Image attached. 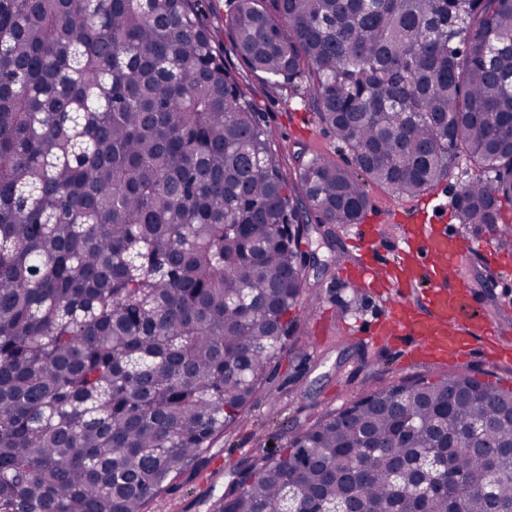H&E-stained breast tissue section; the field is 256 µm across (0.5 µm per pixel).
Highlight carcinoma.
Here are the masks:
<instances>
[{"mask_svg":"<svg viewBox=\"0 0 512 512\" xmlns=\"http://www.w3.org/2000/svg\"><path fill=\"white\" fill-rule=\"evenodd\" d=\"M241 61L354 167L286 173L195 0H0V512H148L297 342L315 227L463 159L512 242V0H235ZM512 512V390L389 383L213 512Z\"/></svg>","mask_w":512,"mask_h":512,"instance_id":"carcinoma-1","label":"carcinoma"}]
</instances>
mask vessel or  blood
Here are the masks:
<instances>
[{
    "instance_id": "1",
    "label": "vessel or blood",
    "mask_w": 512,
    "mask_h": 512,
    "mask_svg": "<svg viewBox=\"0 0 512 512\" xmlns=\"http://www.w3.org/2000/svg\"><path fill=\"white\" fill-rule=\"evenodd\" d=\"M399 239L398 258L387 276L392 287L414 289L416 299L396 302L386 320L369 328V335L412 338L426 344L428 355L455 364L461 363L472 341L498 344L499 326L477 312L473 295L456 280L465 252L447 225L404 224ZM370 243L369 237L360 238L363 258L344 273L365 288L374 287L378 277Z\"/></svg>"
}]
</instances>
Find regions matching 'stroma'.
<instances>
[{
    "instance_id": "35a3bbf8",
    "label": "stroma",
    "mask_w": 512,
    "mask_h": 512,
    "mask_svg": "<svg viewBox=\"0 0 512 512\" xmlns=\"http://www.w3.org/2000/svg\"><path fill=\"white\" fill-rule=\"evenodd\" d=\"M231 7V0H197L199 16L223 52L225 66L246 91L259 122L275 133L283 160L299 153H325L341 165L351 164V155L338 149L333 132L319 122L307 100L298 94L271 91L239 61L225 28ZM367 192L370 206L363 224L378 229L375 259L383 266L394 256L399 227L410 223L414 203L372 184ZM363 224L338 225L330 238L313 234L312 250L333 266L307 294L299 311L303 336L298 347L284 355L275 377L255 396L244 423L215 442L206 466H190L186 478L151 503L149 512H211L213 502L233 481L237 467L257 448L283 446L296 429L342 409L370 389L455 368L433 361L426 353H411L365 336V328L382 319L398 296L387 287L357 288L341 276L357 258L353 240ZM448 230L468 248L463 286L472 291L484 314L497 321L512 319V281L494 262L500 254L512 257V244H501L496 229L490 226L462 224L452 218ZM505 347L512 349V330L505 332L499 346L473 342L457 368L477 380L496 381L512 389V359L502 355Z\"/></svg>"
}]
</instances>
